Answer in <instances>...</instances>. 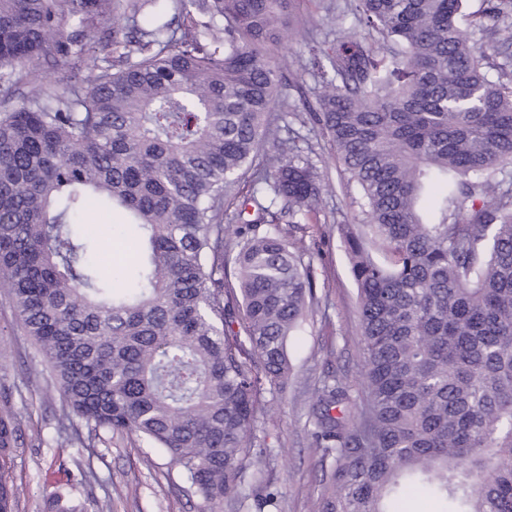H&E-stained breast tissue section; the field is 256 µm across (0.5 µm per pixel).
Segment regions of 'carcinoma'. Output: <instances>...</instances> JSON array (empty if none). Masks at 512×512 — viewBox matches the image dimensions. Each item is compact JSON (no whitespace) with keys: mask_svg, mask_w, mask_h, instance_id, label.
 I'll use <instances>...</instances> for the list:
<instances>
[{"mask_svg":"<svg viewBox=\"0 0 512 512\" xmlns=\"http://www.w3.org/2000/svg\"><path fill=\"white\" fill-rule=\"evenodd\" d=\"M347 0L308 44V120L359 188L342 234L358 288L361 387L312 392L318 512H512V0ZM296 0H0V283L56 375L72 446L103 430L165 453L206 512H241L258 423L291 370L311 264L280 228L323 189L269 123ZM101 31L112 58L91 54ZM82 83L33 86L39 60ZM254 171L266 185L241 195ZM239 203L224 224V204ZM131 244L112 260L109 241ZM240 295L224 293V241ZM0 385V512L22 434ZM86 426L83 435L80 426Z\"/></svg>","mask_w":512,"mask_h":512,"instance_id":"cac0c4a2","label":"carcinoma"}]
</instances>
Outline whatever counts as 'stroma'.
Masks as SVG:
<instances>
[{
  "mask_svg": "<svg viewBox=\"0 0 512 512\" xmlns=\"http://www.w3.org/2000/svg\"><path fill=\"white\" fill-rule=\"evenodd\" d=\"M328 0H298L303 25L295 27L280 51L302 49L310 38L333 33ZM287 103L273 114L277 136L295 141L329 186L321 211L294 236L312 265L314 298L300 327L287 342L291 372L284 388L269 393L274 409L259 422L258 435L272 448L256 475L258 484L277 487L279 512H317V499L332 460L310 453L313 430L309 397L325 376L351 388L361 382V341L355 310L357 288L341 233L360 219L359 191L316 128L303 120L318 82L304 70L288 73ZM0 381L12 389L11 407L25 442L16 449L11 472L20 487L15 512H43L45 500L60 493L66 501L92 507L111 501V512H204L203 501L169 458L129 437L100 433L93 447L75 448L59 423L58 392H38L54 379L38 348L21 329L7 290H0ZM90 463L82 475L78 463Z\"/></svg>",
  "mask_w": 512,
  "mask_h": 512,
  "instance_id": "obj_1",
  "label": "stroma"
}]
</instances>
